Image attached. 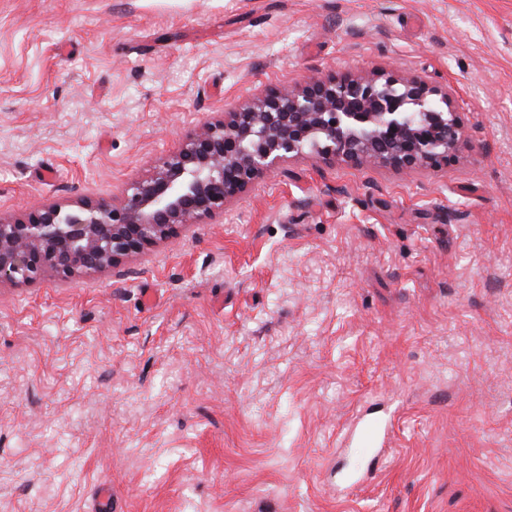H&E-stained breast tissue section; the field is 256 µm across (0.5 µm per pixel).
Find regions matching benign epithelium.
I'll return each instance as SVG.
<instances>
[{"mask_svg":"<svg viewBox=\"0 0 512 512\" xmlns=\"http://www.w3.org/2000/svg\"><path fill=\"white\" fill-rule=\"evenodd\" d=\"M459 133L450 90L420 78L327 74L271 86L190 130L152 177L128 184L116 202L80 197L46 204L22 221L0 220V283L30 282L49 270L70 279L115 268L179 227L223 212L227 200L293 156L439 167Z\"/></svg>","mask_w":512,"mask_h":512,"instance_id":"7a95c632","label":"benign epithelium"}]
</instances>
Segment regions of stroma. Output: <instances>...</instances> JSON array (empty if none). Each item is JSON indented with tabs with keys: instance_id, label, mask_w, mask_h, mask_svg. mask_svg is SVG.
I'll return each mask as SVG.
<instances>
[{
	"instance_id": "1",
	"label": "stroma",
	"mask_w": 512,
	"mask_h": 512,
	"mask_svg": "<svg viewBox=\"0 0 512 512\" xmlns=\"http://www.w3.org/2000/svg\"><path fill=\"white\" fill-rule=\"evenodd\" d=\"M390 69L451 88L447 166L294 157L117 268L0 284V512H512V0H0V219ZM358 414L390 440L340 493Z\"/></svg>"
}]
</instances>
